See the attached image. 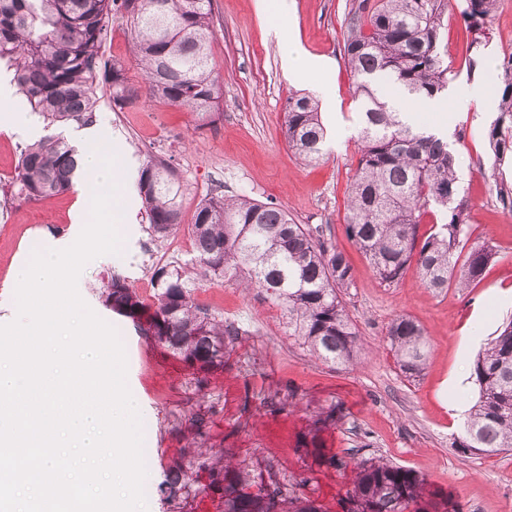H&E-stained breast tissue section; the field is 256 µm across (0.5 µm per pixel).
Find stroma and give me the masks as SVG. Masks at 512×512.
<instances>
[{
  "label": "stroma",
  "instance_id": "obj_1",
  "mask_svg": "<svg viewBox=\"0 0 512 512\" xmlns=\"http://www.w3.org/2000/svg\"><path fill=\"white\" fill-rule=\"evenodd\" d=\"M350 0H287L282 16L263 11L259 0H214L212 55L222 93V111L208 127L195 128L188 112L140 100L117 109L101 98L94 141L126 160L125 183L137 193L138 171L147 160H170L187 185L185 214L210 194H246L281 204L296 223L319 228L344 252L354 271L347 297L349 313L366 348L352 369H336L311 358L284 334L286 318L257 290L211 277L193 293L197 304L234 325L239 335L224 367L197 386L180 361L163 354L132 322L105 309L100 288L121 274L140 295L152 292L150 276L158 260L187 262L190 252L171 254L153 240L143 208L123 225L120 253L91 260L78 280L87 305L114 325L127 357V383L140 402L146 430L144 455L152 462L144 489L147 512H170L159 491L169 462L184 448H223L255 471L273 465L283 491L315 502L321 512H342L350 474L312 466L303 448L318 412L336 407L341 420L320 433L327 447L345 460L381 457L424 477L430 489L452 496L463 512H512V452L496 456L455 450L453 407L469 408L474 398L471 370L477 352L502 319L512 315V216L504 214L494 191L497 176L512 179V165L493 169L487 132L495 113L471 104L460 114L449 141L456 150L460 192L470 205L472 239L492 241L500 256L480 282L437 293L415 271L393 287L380 284L368 261L347 239L345 201L357 164L355 136L359 107L353 77L343 56L344 18ZM450 82L493 88L504 50L512 48V0H500L489 24L476 69L468 67L472 39L458 10L443 22ZM297 43L309 56L328 61L322 74L302 84L283 74V42ZM331 94L320 105L327 131L322 158L299 161L283 135L284 110L295 93ZM0 105V317L15 304L11 287L19 264L29 262L30 240L43 247L69 237L77 210L90 207L89 179L76 177L60 195L29 202L13 197L15 175L27 136L3 129ZM400 314L415 318L431 341L421 377L401 372L381 340Z\"/></svg>",
  "mask_w": 512,
  "mask_h": 512
}]
</instances>
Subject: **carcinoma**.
I'll return each mask as SVG.
<instances>
[{"label": "carcinoma", "mask_w": 512, "mask_h": 512, "mask_svg": "<svg viewBox=\"0 0 512 512\" xmlns=\"http://www.w3.org/2000/svg\"><path fill=\"white\" fill-rule=\"evenodd\" d=\"M497 3L458 4L475 34L468 47L471 71ZM449 6L451 0H352L346 17L343 53L354 76L361 127L345 234L388 287L413 266L436 292L452 284L467 288L498 257L492 245L469 244L470 208L459 197L448 140L403 122L377 87L386 78L413 98L441 93L449 68L440 30ZM117 16L133 33L141 85L129 82L124 61L104 57L108 27ZM214 37L213 0H0V64L13 71L19 93L48 127L96 124L98 92L105 88L121 110L146 97L186 110L198 129L210 125L220 99ZM499 80V116L488 132L495 166L512 161V51L503 56ZM284 136L300 160L312 163L322 156L326 130L315 97L288 98ZM77 167L76 148L60 134L49 136L21 149L11 187L25 199L49 198L70 188ZM138 186L151 235L164 241L187 228L195 265L154 266L149 302L114 273L101 291L105 307L131 319L193 374L206 375L224 367L236 331L199 307L192 293L197 277L222 276L246 290L261 289L285 308L288 336L311 356L344 368L357 363L363 340L343 297L353 285V270L331 240L295 223L283 206L246 195L201 200L186 226L183 181L161 159L147 161ZM495 194L512 215V180L496 181ZM428 214L433 225L422 235ZM384 341L406 377L423 372L430 341L413 318L396 316ZM471 378L476 398L453 447L464 454L473 448L484 455L512 450V317L478 352ZM334 423V407L317 416L305 453L319 466L345 468L347 462L318 436ZM189 455L194 475L182 458L166 473L167 501L178 512H191L193 480L217 502V512H318L312 501L256 481L249 466L227 464L223 450L197 448ZM351 472L343 512H429L426 482L411 470L372 457L353 462Z\"/></svg>", "instance_id": "obj_1"}]
</instances>
